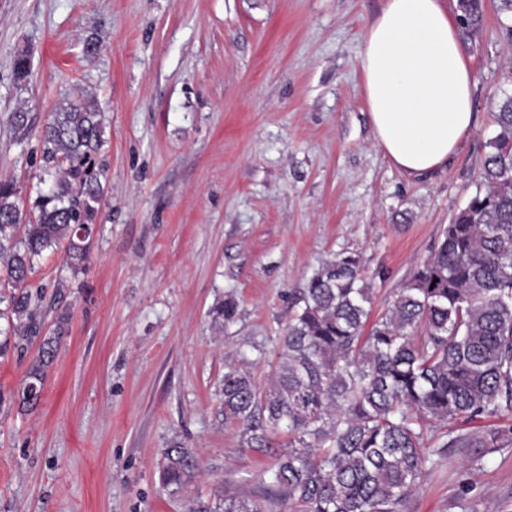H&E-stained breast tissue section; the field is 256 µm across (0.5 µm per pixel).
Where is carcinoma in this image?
I'll return each instance as SVG.
<instances>
[{
  "label": "carcinoma",
  "mask_w": 512,
  "mask_h": 512,
  "mask_svg": "<svg viewBox=\"0 0 512 512\" xmlns=\"http://www.w3.org/2000/svg\"><path fill=\"white\" fill-rule=\"evenodd\" d=\"M460 22L474 32L484 0H459ZM497 132L479 187L443 239L377 319L360 254L341 251L302 289L265 387L236 366L224 372V422L240 429L241 447L274 454L269 486L288 512H408L421 479L437 461L460 458L482 469L512 445V95L494 115ZM5 123L17 140L29 113ZM41 181L30 218L19 191L0 181V264L6 288H24L44 252L68 240L67 265L82 270L104 193L101 114L73 101L52 113L41 134ZM9 301L18 332L36 335V309L22 292ZM68 317L56 318L30 365L17 400L37 404ZM496 423L482 431L469 425ZM448 428L428 444L435 428ZM286 433L288 441L275 436ZM162 473L178 488L197 469L192 452H163ZM189 512H260L246 501L197 504Z\"/></svg>",
  "instance_id": "1"
}]
</instances>
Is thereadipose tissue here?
<instances>
[{"instance_id":"ef3b65f1","label":"adipose tissue","mask_w":512,"mask_h":512,"mask_svg":"<svg viewBox=\"0 0 512 512\" xmlns=\"http://www.w3.org/2000/svg\"><path fill=\"white\" fill-rule=\"evenodd\" d=\"M375 146L410 177L444 169L474 124L473 77L446 0H385L359 55Z\"/></svg>"}]
</instances>
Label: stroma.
<instances>
[{"label":"stroma","instance_id":"stroma-1","mask_svg":"<svg viewBox=\"0 0 512 512\" xmlns=\"http://www.w3.org/2000/svg\"><path fill=\"white\" fill-rule=\"evenodd\" d=\"M383 4L0 0V180L32 208L46 189L38 135L78 99L102 115L106 166L84 269L72 273L60 248L30 277L39 335L0 319V512H188L226 499L287 512L266 490L273 457L242 448L224 420L226 366L266 385L300 289L344 250L362 255L381 316L474 195L493 114L512 95V34L485 0L482 26L462 36L472 129L444 170L396 171L374 145L358 67ZM16 110L33 118L22 142L4 122ZM230 297L227 324L216 309ZM63 312L40 399L20 407ZM176 443L201 466L179 490L161 476ZM409 512H512V446L476 472L438 462Z\"/></svg>","mask_w":512,"mask_h":512}]
</instances>
